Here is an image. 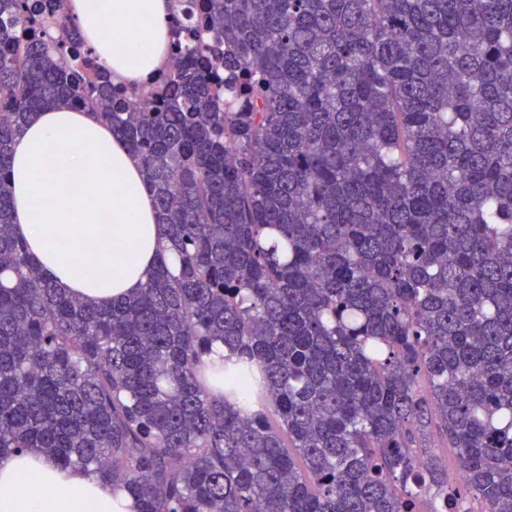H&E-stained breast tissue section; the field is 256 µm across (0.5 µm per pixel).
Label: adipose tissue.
I'll return each mask as SVG.
<instances>
[{
    "mask_svg": "<svg viewBox=\"0 0 512 512\" xmlns=\"http://www.w3.org/2000/svg\"><path fill=\"white\" fill-rule=\"evenodd\" d=\"M172 0H71L69 17L113 82L146 85L169 60ZM14 232L44 275L83 301L138 292L162 243L138 158L88 109L48 110L15 139ZM131 498L38 451L0 457V512H133Z\"/></svg>",
    "mask_w": 512,
    "mask_h": 512,
    "instance_id": "ef3b65f1",
    "label": "adipose tissue"
}]
</instances>
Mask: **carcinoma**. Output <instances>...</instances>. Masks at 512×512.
Instances as JSON below:
<instances>
[{
  "mask_svg": "<svg viewBox=\"0 0 512 512\" xmlns=\"http://www.w3.org/2000/svg\"><path fill=\"white\" fill-rule=\"evenodd\" d=\"M195 2L164 78L120 89L68 0H0V456L138 512H512V0H205L180 25ZM63 106L139 157L164 231L110 303L14 233V139Z\"/></svg>",
  "mask_w": 512,
  "mask_h": 512,
  "instance_id": "1",
  "label": "carcinoma"
}]
</instances>
